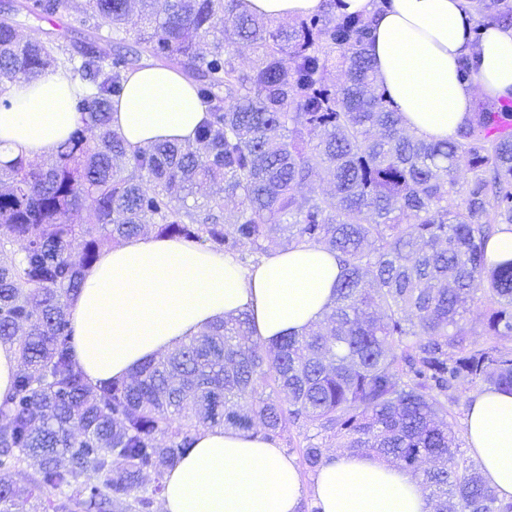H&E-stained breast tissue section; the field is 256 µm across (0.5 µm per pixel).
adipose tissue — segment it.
Here are the masks:
<instances>
[{
    "instance_id": "1",
    "label": "adipose tissue",
    "mask_w": 512,
    "mask_h": 512,
    "mask_svg": "<svg viewBox=\"0 0 512 512\" xmlns=\"http://www.w3.org/2000/svg\"><path fill=\"white\" fill-rule=\"evenodd\" d=\"M270 20L312 17L324 0H244ZM340 15L373 17L369 54L377 84L405 125L445 140L472 118L476 97L512 96V28L473 37L467 0H337ZM84 84L64 69L0 85V162L43 157L78 126ZM207 106L178 70L129 71L112 99V127L135 151L194 142ZM340 274L317 246L274 250L241 267L197 242L143 235L104 250L72 300L76 359L91 383L127 379L142 363L200 335L217 319L250 312L268 345L323 318ZM469 447L502 499H512V395L488 388L464 419ZM430 512L422 487L386 463L342 452L311 482L274 442L234 430H201L165 476L161 512Z\"/></svg>"
}]
</instances>
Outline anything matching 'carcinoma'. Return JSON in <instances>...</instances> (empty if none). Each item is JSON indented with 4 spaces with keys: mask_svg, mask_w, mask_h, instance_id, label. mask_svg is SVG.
Segmentation results:
<instances>
[{
    "mask_svg": "<svg viewBox=\"0 0 512 512\" xmlns=\"http://www.w3.org/2000/svg\"><path fill=\"white\" fill-rule=\"evenodd\" d=\"M132 4L88 0L86 18L138 48L111 58L89 40L65 60L20 38L0 6L1 76L68 62L87 86L49 165L0 167V343L20 365L0 399V512H152L166 472L216 427L285 441L306 473L336 440L417 480L431 512H512L461 451L450 395L512 392V352L469 344L467 319L479 295L486 335L512 338V259L487 255L512 226V101L483 98L455 137L426 141L376 84L374 19L338 15L336 0L286 28L242 0ZM241 43L255 53L247 69ZM144 53L199 83L209 116L194 144L130 154L112 130V98ZM149 227L244 266L321 246L341 268L335 293L301 335L268 346L242 312L92 385L72 354L69 305L105 248ZM28 459L37 470L20 489L12 472Z\"/></svg>",
    "mask_w": 512,
    "mask_h": 512,
    "instance_id": "obj_1",
    "label": "carcinoma"
}]
</instances>
